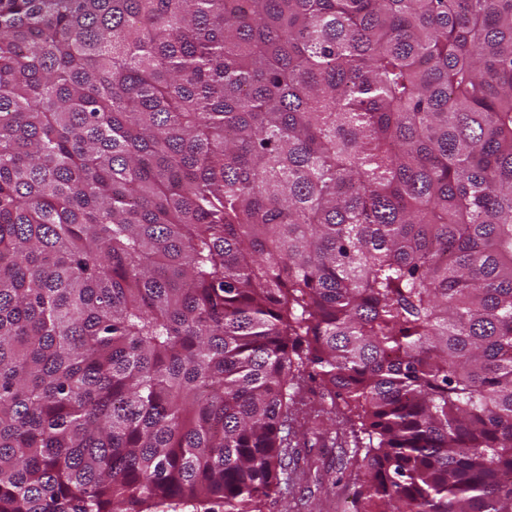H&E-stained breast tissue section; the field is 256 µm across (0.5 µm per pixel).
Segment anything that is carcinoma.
I'll return each mask as SVG.
<instances>
[{
	"label": "carcinoma",
	"instance_id": "obj_1",
	"mask_svg": "<svg viewBox=\"0 0 512 512\" xmlns=\"http://www.w3.org/2000/svg\"><path fill=\"white\" fill-rule=\"evenodd\" d=\"M310 380L512 512V0H0V512H262Z\"/></svg>",
	"mask_w": 512,
	"mask_h": 512
}]
</instances>
